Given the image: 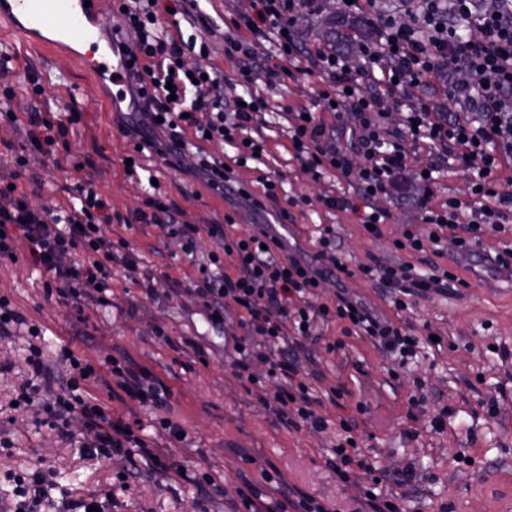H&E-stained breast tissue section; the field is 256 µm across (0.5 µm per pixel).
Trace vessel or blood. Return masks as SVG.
Listing matches in <instances>:
<instances>
[{
	"mask_svg": "<svg viewBox=\"0 0 512 512\" xmlns=\"http://www.w3.org/2000/svg\"><path fill=\"white\" fill-rule=\"evenodd\" d=\"M107 27L100 0H0V40L9 37L61 57L89 84L109 80V101L116 106L127 98L129 58L102 49Z\"/></svg>",
	"mask_w": 512,
	"mask_h": 512,
	"instance_id": "b4317fda",
	"label": "vessel or blood"
}]
</instances>
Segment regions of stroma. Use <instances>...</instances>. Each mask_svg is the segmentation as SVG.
Here are the masks:
<instances>
[{"instance_id":"1","label":"stroma","mask_w":512,"mask_h":512,"mask_svg":"<svg viewBox=\"0 0 512 512\" xmlns=\"http://www.w3.org/2000/svg\"><path fill=\"white\" fill-rule=\"evenodd\" d=\"M207 27L191 28L176 16L160 11L169 33L206 38L210 54L189 56L188 65L216 68L234 77V61L224 54V35L245 10L238 0H203ZM326 75L307 71L304 64H283L280 80L269 93L293 109L313 108ZM11 86L14 107L35 102L42 112L59 113L68 107L81 119L70 126L57 146V161H33L42 184L32 194L34 207L65 204L68 190L85 178H94L112 202L113 236L127 239L139 258L135 275L112 269V303H88L82 311L45 295L46 273L27 262L0 260V296L7 297L27 322L0 337V437L11 447H0V503L15 500L12 472L43 475V497L33 512H68L69 503L89 496L107 512H251V505L274 506L281 492L310 497L333 512H372L365 489L390 495L389 483L372 484L361 471L340 477L329 469V449L340 432L341 420L357 425L353 436L361 458L377 473L396 468L415 472L403 487L408 512H512V293L503 285L471 286L470 263L453 266V243L444 256L433 252L399 250L405 232L425 236L429 230L421 213L394 196L377 200L389 219L381 237L364 232L357 214L330 210L327 196H352L349 180L302 168L291 145L281 136L286 124L273 112L254 114L251 135L265 148L261 162L235 166L233 177L253 195H260L262 180L281 181L288 197L297 201L289 218L281 206L267 204L264 215L272 223H288V254L313 256L320 227H330L345 263L356 275L343 283L326 281L318 300L331 303L337 289H345L377 316L412 335L436 332L439 346H421L417 356L398 365L369 338L348 331L343 322L322 326L318 341L306 342L298 367L302 376L323 396L320 415L325 431L288 430L276 425L272 412L249 393L235 372L240 358L232 338L240 329L227 316L223 330L212 329L192 287L198 271L185 256L178 239L165 229L136 222L149 186L138 176L126 175L122 160L133 152L119 125L127 116L105 111L108 84L92 89L80 72L40 49L17 55L15 75L0 78V88ZM91 160L93 170L81 169ZM197 155L185 152L165 160L149 151L138 159L157 178L160 196L179 209L189 224H222L233 220V232H251L254 210L248 200L221 195L205 186L192 168ZM471 173L457 162L432 185L414 183L411 192H434L437 200L467 201ZM406 261L420 273L434 267L454 268L458 283L417 298L407 309L394 308L376 282L358 274V266ZM153 275L154 294L139 284ZM37 326L40 337L28 336ZM43 350L52 370H60L58 353L71 345L80 359L97 372L107 373L108 358L126 357L147 367L171 390V418L185 432L175 439L159 426L158 410L131 403H114L127 420H142L144 435L156 452L184 465L196 483L167 480L145 461L130 465L120 459L92 457L83 444L88 438L80 421L73 435L60 437L34 411L15 409L19 387L32 379L26 362L30 345ZM335 352H327V345ZM344 386V399H327L330 387ZM213 480L216 492L202 491V479Z\"/></svg>"}]
</instances>
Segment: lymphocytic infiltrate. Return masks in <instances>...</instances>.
<instances>
[{"mask_svg":"<svg viewBox=\"0 0 512 512\" xmlns=\"http://www.w3.org/2000/svg\"><path fill=\"white\" fill-rule=\"evenodd\" d=\"M320 2L253 0L252 14L242 19L247 37L224 38V51L235 55L238 66L237 80L228 83L218 70L185 67L183 58L196 43L169 35L157 17L156 0H120L117 12L132 38L128 50L139 61L131 73L130 94L143 101L138 120L121 126V134L134 146L148 147L153 132H165V152L175 157L194 142L211 139L234 148L236 163L243 165L261 150L247 133L254 114L285 112V135L297 155L345 177L357 174L353 197L325 199L328 208L351 211L380 195L407 197L410 180L433 183L448 160H457L473 175L469 200L436 204L428 196L415 198L432 229L424 238L406 234L404 245L421 252L449 237L457 255L512 270L511 249L492 253L483 246L487 233L500 231L512 216V196L495 194L490 180L512 158V0H410L411 24L372 20L376 37L360 43L364 67L357 74L351 73L345 52L297 40L296 18L319 12ZM269 40L277 56L269 55ZM281 60L303 62L309 70L327 74L329 88L320 92L315 112L284 110L278 101L254 91L257 80L275 84ZM381 60L388 61L389 71L379 77L375 67ZM446 67L472 76L466 85H448L457 111L436 112L424 99L408 97L409 89L430 83ZM78 120L75 112L49 119L31 108L25 151L16 156L10 180L0 182V259L17 261L14 243L24 240L27 261L49 276L46 294L77 309L89 300L106 302L113 264L130 271L137 266L129 241L111 237L112 205L92 180L75 184L64 206L39 210L29 202L22 180L30 156L53 157L58 140ZM424 144L430 147L428 158L421 168H412ZM357 155L365 160L358 169L353 166ZM144 205L138 214L141 223L180 238L187 255L197 252L200 235L215 240V249L203 254L198 266L195 291L211 325H223L227 313L237 315L241 334L233 343L244 354L237 373L254 385V362L266 365L274 384L262 401L281 426L328 427L318 413L320 399L298 370L302 342L315 336L317 323L344 320L385 352L404 358L413 354L416 337L345 292H337L334 303L309 304L319 284L352 274L330 228L321 231L312 260H282L277 256L280 242L259 231L231 236L221 224L181 223L174 205L154 195ZM361 271L386 288L400 309L410 298L446 287L455 278L445 269L422 275L404 262L365 265ZM59 361L65 368L61 377L45 365L40 351L32 352L28 363L41 382L21 388L17 406L40 404L45 423L65 435L73 415H81L94 434L90 452L127 461L138 455L164 478L186 479L180 464L156 454L111 406L81 394L82 383L96 375L90 363L67 346ZM110 374L122 392L121 403L169 410L171 391L149 369L127 360L113 363Z\"/></svg>","mask_w":512,"mask_h":512,"instance_id":"obj_1","label":"lymphocytic infiltrate"}]
</instances>
